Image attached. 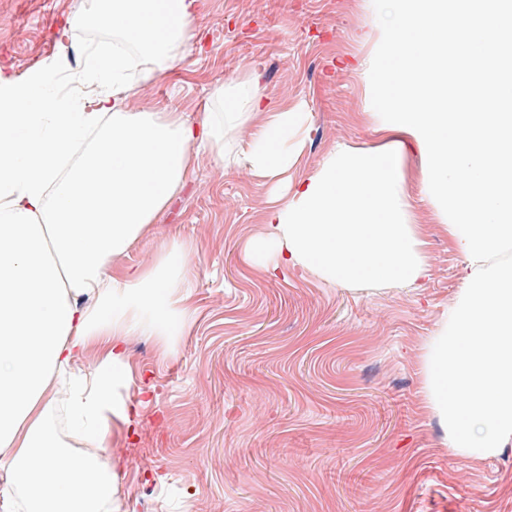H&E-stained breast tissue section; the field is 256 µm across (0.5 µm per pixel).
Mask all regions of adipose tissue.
<instances>
[{
  "label": "adipose tissue",
  "instance_id": "obj_1",
  "mask_svg": "<svg viewBox=\"0 0 512 512\" xmlns=\"http://www.w3.org/2000/svg\"><path fill=\"white\" fill-rule=\"evenodd\" d=\"M199 0H92L59 33L91 29L84 69L57 61L18 78L0 71V473L16 512H120L105 455L130 427L129 337L175 351L196 313L187 286L190 244L173 239L152 259L118 260L149 236L157 214L192 175L190 149L277 179L299 153L301 105L263 108L256 71L215 85L199 122L137 112L129 90L181 61ZM73 84L62 95V77ZM250 128L228 153L224 134ZM372 150L344 149L271 208L251 241L254 269L318 273L332 283L401 281L427 271L406 211L402 165L411 135L384 129ZM95 360L76 369L79 357Z\"/></svg>",
  "mask_w": 512,
  "mask_h": 512
}]
</instances>
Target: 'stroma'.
<instances>
[{"instance_id":"obj_1","label":"stroma","mask_w":512,"mask_h":512,"mask_svg":"<svg viewBox=\"0 0 512 512\" xmlns=\"http://www.w3.org/2000/svg\"><path fill=\"white\" fill-rule=\"evenodd\" d=\"M91 0H0V67L22 76L58 52V31ZM178 65L130 92L199 121L212 86L257 69L272 106L303 103L291 182L378 134L370 60L382 37L372 0H201ZM121 265L176 238L192 243L195 322L173 356L128 343L136 408L113 437L121 512H512V440L488 458L456 454L426 405L425 349L463 287L464 259L408 182L429 273L330 283L292 268L262 278L247 259L274 183L211 152Z\"/></svg>"}]
</instances>
